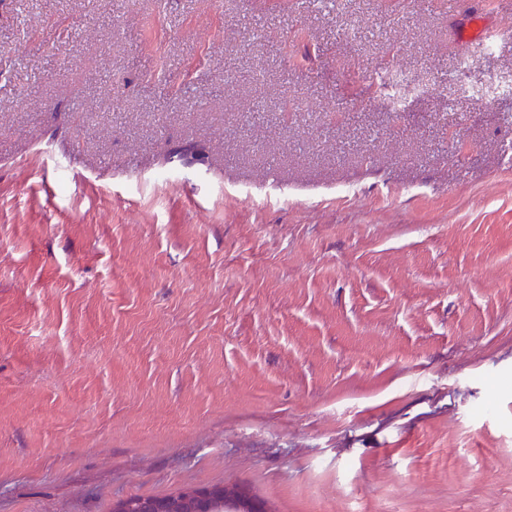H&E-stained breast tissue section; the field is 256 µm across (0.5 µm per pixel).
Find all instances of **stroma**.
I'll use <instances>...</instances> for the list:
<instances>
[{
	"label": "stroma",
	"mask_w": 512,
	"mask_h": 512,
	"mask_svg": "<svg viewBox=\"0 0 512 512\" xmlns=\"http://www.w3.org/2000/svg\"><path fill=\"white\" fill-rule=\"evenodd\" d=\"M215 486L512 512V0H0V512Z\"/></svg>",
	"instance_id": "stroma-1"
}]
</instances>
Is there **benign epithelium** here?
<instances>
[{
    "mask_svg": "<svg viewBox=\"0 0 512 512\" xmlns=\"http://www.w3.org/2000/svg\"><path fill=\"white\" fill-rule=\"evenodd\" d=\"M114 512H265L248 495L224 487L186 490L167 498H124Z\"/></svg>",
    "mask_w": 512,
    "mask_h": 512,
    "instance_id": "benign-epithelium-1",
    "label": "benign epithelium"
}]
</instances>
